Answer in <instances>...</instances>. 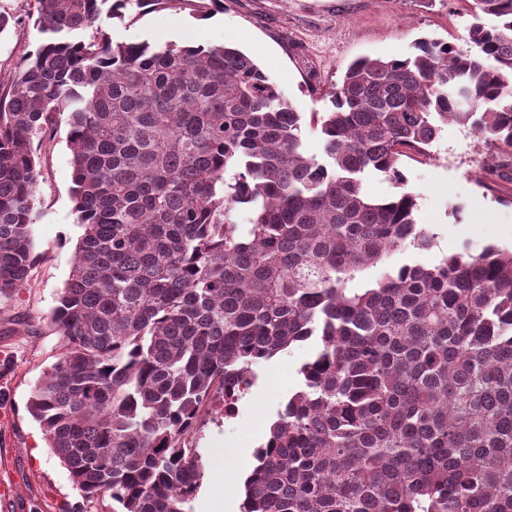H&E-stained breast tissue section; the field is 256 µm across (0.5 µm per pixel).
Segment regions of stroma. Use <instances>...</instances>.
Instances as JSON below:
<instances>
[{
	"label": "stroma",
	"mask_w": 512,
	"mask_h": 512,
	"mask_svg": "<svg viewBox=\"0 0 512 512\" xmlns=\"http://www.w3.org/2000/svg\"><path fill=\"white\" fill-rule=\"evenodd\" d=\"M35 0H0L14 24L0 34V74L9 75L37 33ZM473 0H224V9L199 19L171 10L102 19L113 40L183 46L233 45L251 56L302 112L324 108L323 95L338 84L354 59L401 58L421 37L467 49ZM69 127L59 120L37 148L41 172L38 218L33 226L37 261L28 283L0 299V477L11 476L20 491L0 512H112V500H84L60 459L48 448L27 404L36 381L56 362L60 337L50 321L79 244L71 196ZM432 149L434 161L404 163L407 191L417 197L419 221L435 235L426 251L394 254V265L431 266L464 247L512 248V171L487 175L480 141L465 126H444ZM312 342L295 346L255 368L252 386L230 415L206 408L190 440L203 467L224 454L225 444L243 443L236 478L224 492V512H240L243 482L254 451L288 395Z\"/></svg>",
	"instance_id": "obj_1"
}]
</instances>
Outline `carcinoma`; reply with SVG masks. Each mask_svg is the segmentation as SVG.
I'll return each mask as SVG.
<instances>
[{
  "mask_svg": "<svg viewBox=\"0 0 512 512\" xmlns=\"http://www.w3.org/2000/svg\"><path fill=\"white\" fill-rule=\"evenodd\" d=\"M36 4V44L0 78V297L33 269L34 143L66 113L82 233L51 315L63 350L28 411L83 496L191 512L202 407L315 338L241 512H512V250L388 264L434 242L404 159L431 157L450 121L491 168L512 159V0H473L467 50L422 38L353 60L310 114L237 48L115 42L100 25L224 0ZM374 174L396 191L370 197Z\"/></svg>",
  "mask_w": 512,
  "mask_h": 512,
  "instance_id": "obj_1",
  "label": "carcinoma"
}]
</instances>
